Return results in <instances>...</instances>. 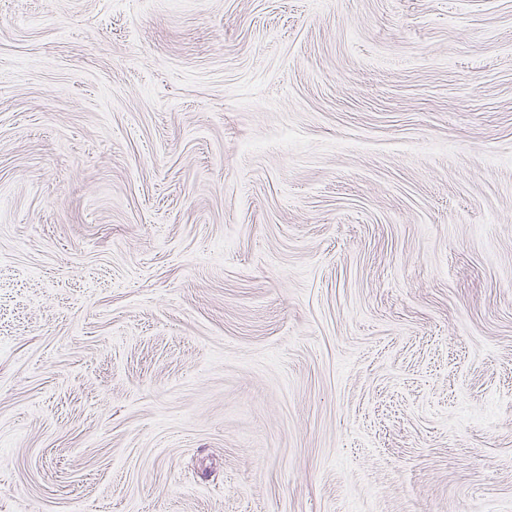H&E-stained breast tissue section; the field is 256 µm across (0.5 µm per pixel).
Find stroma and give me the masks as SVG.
<instances>
[{
  "instance_id": "stroma-1",
  "label": "stroma",
  "mask_w": 512,
  "mask_h": 512,
  "mask_svg": "<svg viewBox=\"0 0 512 512\" xmlns=\"http://www.w3.org/2000/svg\"><path fill=\"white\" fill-rule=\"evenodd\" d=\"M0 512H512V0H0Z\"/></svg>"
}]
</instances>
